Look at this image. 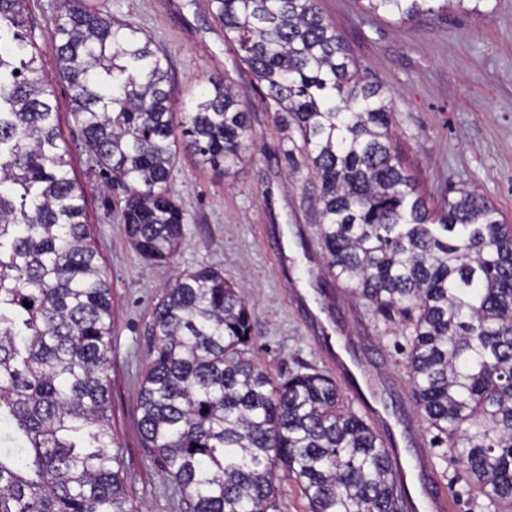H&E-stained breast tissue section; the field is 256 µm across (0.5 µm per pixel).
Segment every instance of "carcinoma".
I'll return each instance as SVG.
<instances>
[{
    "instance_id": "carcinoma-1",
    "label": "carcinoma",
    "mask_w": 512,
    "mask_h": 512,
    "mask_svg": "<svg viewBox=\"0 0 512 512\" xmlns=\"http://www.w3.org/2000/svg\"><path fill=\"white\" fill-rule=\"evenodd\" d=\"M491 0H366L399 22ZM214 18L293 120L320 179L327 272L412 327L406 368L430 444H447L486 512H512V225L474 190L429 206L393 143L392 99L368 83L316 0H211ZM0 0V512H131L109 433L111 286L70 176L51 91ZM58 63L94 159L128 193V237L169 258L184 216L167 191L179 149L228 174L251 139L220 76L172 121L167 58L90 0H62ZM31 304L27 308L24 303ZM156 357L137 406L182 512H270L296 483L310 512H407L378 430L336 379L275 375L224 274H180L153 312Z\"/></svg>"
}]
</instances>
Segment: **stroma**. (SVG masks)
<instances>
[{"mask_svg": "<svg viewBox=\"0 0 512 512\" xmlns=\"http://www.w3.org/2000/svg\"><path fill=\"white\" fill-rule=\"evenodd\" d=\"M132 23L168 57L180 92L174 121L211 75L239 89L254 148L231 173L180 151L167 185L184 215L169 260H145L121 220L125 193L83 144L70 115L71 90L57 70L55 20L61 0H26L23 20L48 78L71 174L112 288V436L123 454L132 512H179L173 483L144 446L137 423L143 377L155 356L150 332L157 303L178 272L208 266L249 302L254 350L274 372L335 375L334 356L353 346L392 420L413 412L405 356L409 336L375 315L329 277L318 239V180L285 113L234 53L210 0H96ZM398 114L394 144L418 191L439 205L449 190L475 187L512 224V0L487 14L448 12L405 23L367 12L361 0H317ZM426 472L449 489L452 512H483L445 447L423 443Z\"/></svg>", "mask_w": 512, "mask_h": 512, "instance_id": "obj_1", "label": "stroma"}]
</instances>
